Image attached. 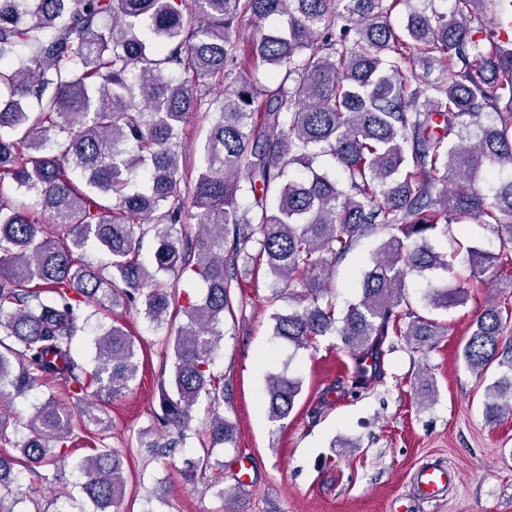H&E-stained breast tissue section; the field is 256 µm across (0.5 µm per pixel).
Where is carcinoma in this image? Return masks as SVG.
<instances>
[{
  "instance_id": "cac0c4a2",
  "label": "carcinoma",
  "mask_w": 512,
  "mask_h": 512,
  "mask_svg": "<svg viewBox=\"0 0 512 512\" xmlns=\"http://www.w3.org/2000/svg\"><path fill=\"white\" fill-rule=\"evenodd\" d=\"M400 2L0 0V187L28 199L0 197V401L56 383L106 433L98 400L129 390L138 361L132 333L114 321L94 337L95 366L85 368L77 341L88 306H133L158 325L181 313L185 325L163 339L173 375L153 411L167 440L140 445L169 459L206 397L210 445L236 447L219 410L229 389L211 366L241 262L265 265L271 299L296 303L272 316V336L296 349L336 335L354 362L373 359L377 377L395 349L388 337L431 348L444 328L411 309L404 281L453 272L430 243L438 228L470 219L497 235V254L466 249L475 276L512 263V40L481 26L487 0H451L445 11L424 0L430 8L409 7L397 30L390 15ZM246 16L286 25L242 46L232 34ZM217 86L224 93L212 101L188 198L185 125ZM321 157L345 172L346 187L314 167ZM140 168L147 181L132 190ZM191 220L194 238L183 232ZM148 234L157 246L145 263ZM379 234L358 300L336 317V263ZM90 243L105 250V268L79 257ZM185 273L205 283L201 301L178 292ZM467 298L446 282L423 296L445 311ZM511 329L512 305L490 303L462 349L477 375L500 372L485 389L489 422L512 415ZM301 387L286 372L269 376V421L288 418ZM74 430L52 392L14 426L22 457L0 456V512L23 499L15 467H57ZM77 467L93 512H122L119 451L104 445Z\"/></svg>"
}]
</instances>
